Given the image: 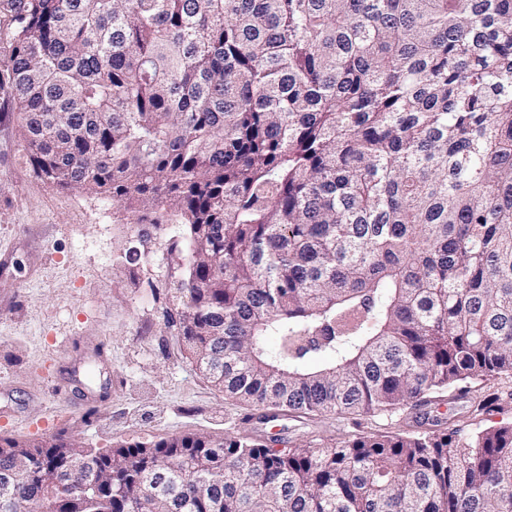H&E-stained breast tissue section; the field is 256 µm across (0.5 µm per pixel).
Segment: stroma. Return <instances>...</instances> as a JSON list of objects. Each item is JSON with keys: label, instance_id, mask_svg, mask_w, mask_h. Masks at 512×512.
Segmentation results:
<instances>
[{"label": "stroma", "instance_id": "35a3bbf8", "mask_svg": "<svg viewBox=\"0 0 512 512\" xmlns=\"http://www.w3.org/2000/svg\"><path fill=\"white\" fill-rule=\"evenodd\" d=\"M0 91V437L63 436L106 450L170 435L248 432L265 439L331 443L376 431L385 417L260 421L252 407L225 399L181 351L175 280L182 258L169 225L125 224L110 202L37 177L16 115ZM76 376L60 391L49 375ZM96 397L84 406L83 392ZM490 396V410L473 411ZM452 418L464 435L512 423V376L472 384L468 395L399 413V427L423 432Z\"/></svg>", "mask_w": 512, "mask_h": 512}]
</instances>
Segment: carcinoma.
<instances>
[{
  "label": "carcinoma",
  "instance_id": "cac0c4a2",
  "mask_svg": "<svg viewBox=\"0 0 512 512\" xmlns=\"http://www.w3.org/2000/svg\"><path fill=\"white\" fill-rule=\"evenodd\" d=\"M2 22L36 176L181 226L177 336L224 398L391 417L512 375V0H0ZM431 426L0 438V512H512V423Z\"/></svg>",
  "mask_w": 512,
  "mask_h": 512
}]
</instances>
